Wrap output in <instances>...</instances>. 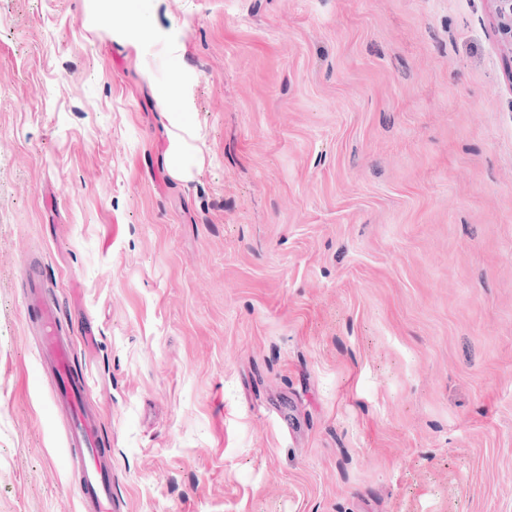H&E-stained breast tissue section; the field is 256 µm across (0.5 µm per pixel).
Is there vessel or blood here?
<instances>
[{"label":"vessel or blood","mask_w":512,"mask_h":512,"mask_svg":"<svg viewBox=\"0 0 512 512\" xmlns=\"http://www.w3.org/2000/svg\"><path fill=\"white\" fill-rule=\"evenodd\" d=\"M22 279L27 311L40 336L39 364L54 380L51 402L63 406L69 416L64 452L77 464L81 501L88 512H112V456L103 446L101 430L86 412L89 380L73 369L72 342L35 262L24 263Z\"/></svg>","instance_id":"1"}]
</instances>
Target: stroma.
<instances>
[{
	"mask_svg": "<svg viewBox=\"0 0 512 512\" xmlns=\"http://www.w3.org/2000/svg\"><path fill=\"white\" fill-rule=\"evenodd\" d=\"M30 258L113 512H512L493 0H0V512H83ZM23 292L28 314H33L40 336V367L54 380L53 405H62L69 416L64 452L77 463L81 501L93 512H112V456L102 448L103 434L86 412L90 383L73 370L72 341L62 328L59 308L46 292L37 264L25 261L22 269Z\"/></svg>",
	"mask_w": 512,
	"mask_h": 512,
	"instance_id": "35a3bbf8",
	"label": "stroma"
}]
</instances>
